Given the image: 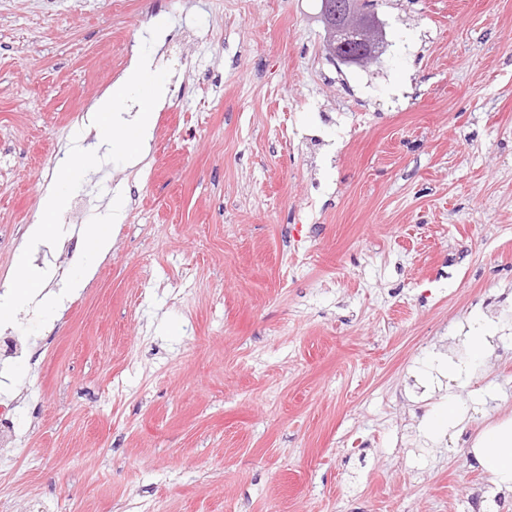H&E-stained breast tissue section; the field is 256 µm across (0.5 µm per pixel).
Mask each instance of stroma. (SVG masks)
I'll use <instances>...</instances> for the list:
<instances>
[{
    "label": "stroma",
    "instance_id": "obj_1",
    "mask_svg": "<svg viewBox=\"0 0 512 512\" xmlns=\"http://www.w3.org/2000/svg\"><path fill=\"white\" fill-rule=\"evenodd\" d=\"M321 0H0V285L72 128L150 52L139 165L102 162L39 244L130 196L94 277L0 402V512H479L467 428L429 447L432 364L512 318V0H376L386 47L330 59ZM415 33L397 53L400 30ZM512 413V343L475 387Z\"/></svg>",
    "mask_w": 512,
    "mask_h": 512
}]
</instances>
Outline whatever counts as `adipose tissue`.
<instances>
[{"label": "adipose tissue", "instance_id": "ef3b65f1", "mask_svg": "<svg viewBox=\"0 0 512 512\" xmlns=\"http://www.w3.org/2000/svg\"><path fill=\"white\" fill-rule=\"evenodd\" d=\"M505 329L503 317L477 312L465 334L453 337L446 356L437 357V365L448 378V395L439 409L423 420L420 430L424 435L438 438L462 431L481 406L495 400L490 386L467 398L460 391L472 385ZM469 455L489 475L495 497L512 499V414L489 419L474 435Z\"/></svg>", "mask_w": 512, "mask_h": 512}]
</instances>
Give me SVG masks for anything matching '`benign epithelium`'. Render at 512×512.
Returning a JSON list of instances; mask_svg holds the SVG:
<instances>
[{
  "mask_svg": "<svg viewBox=\"0 0 512 512\" xmlns=\"http://www.w3.org/2000/svg\"><path fill=\"white\" fill-rule=\"evenodd\" d=\"M327 55L345 64L366 65L383 52L377 33L384 24L367 0H321Z\"/></svg>",
  "mask_w": 512,
  "mask_h": 512,
  "instance_id": "7a95c632",
  "label": "benign epithelium"
}]
</instances>
